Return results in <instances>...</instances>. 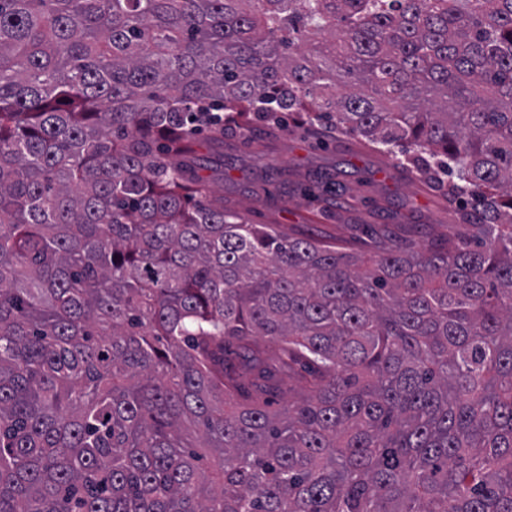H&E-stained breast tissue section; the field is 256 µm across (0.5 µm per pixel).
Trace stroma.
Returning <instances> with one entry per match:
<instances>
[{
    "instance_id": "obj_1",
    "label": "stroma",
    "mask_w": 512,
    "mask_h": 512,
    "mask_svg": "<svg viewBox=\"0 0 512 512\" xmlns=\"http://www.w3.org/2000/svg\"><path fill=\"white\" fill-rule=\"evenodd\" d=\"M221 153L210 176L225 210L358 255L371 251L378 232L418 246L464 237L457 214L477 204L470 191L449 193L418 173L405 148L385 154L310 123L271 129L254 122L244 133L225 125Z\"/></svg>"
}]
</instances>
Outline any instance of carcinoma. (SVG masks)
<instances>
[{
	"label": "carcinoma",
	"mask_w": 512,
	"mask_h": 512,
	"mask_svg": "<svg viewBox=\"0 0 512 512\" xmlns=\"http://www.w3.org/2000/svg\"><path fill=\"white\" fill-rule=\"evenodd\" d=\"M205 101L408 143L472 239L247 223ZM0 512H512V0H0Z\"/></svg>",
	"instance_id": "cac0c4a2"
}]
</instances>
